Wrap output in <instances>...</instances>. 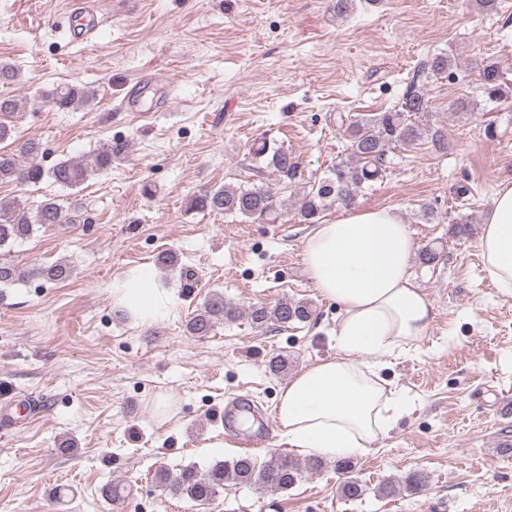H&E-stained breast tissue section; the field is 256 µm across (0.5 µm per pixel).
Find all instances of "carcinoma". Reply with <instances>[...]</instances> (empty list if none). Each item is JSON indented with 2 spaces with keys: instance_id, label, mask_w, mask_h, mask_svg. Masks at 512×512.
<instances>
[{
  "instance_id": "1",
  "label": "carcinoma",
  "mask_w": 512,
  "mask_h": 512,
  "mask_svg": "<svg viewBox=\"0 0 512 512\" xmlns=\"http://www.w3.org/2000/svg\"><path fill=\"white\" fill-rule=\"evenodd\" d=\"M451 57L436 54L423 68V75L444 73L451 69ZM88 91L75 86H59L52 95L53 106L63 109H77L89 103ZM428 111V99L424 81H412L399 104L390 110L375 113L341 112L336 115V124L348 141L350 159L340 161L328 169L324 177L303 186L296 202L297 214L305 224H319L324 213L334 205L349 207L354 204L364 187L384 177L390 167V152L406 150L423 142H430L437 149L444 148L447 132L440 127L423 123L422 117ZM21 113L20 104L12 97H0V143L13 139L14 119ZM251 151L257 158L266 160V167L276 176V181L288 183L293 180L298 162L283 146L275 147L262 138L253 143ZM121 152L120 147H104L92 159L63 160L46 169L38 161L41 144L29 139L19 151L0 150V183H38L49 177L62 187H77L90 176L89 166L108 168L112 156ZM188 211H210L243 217L247 220H264L275 223L288 215V208L280 198L277 188L265 183L224 184L208 188L189 197ZM73 218L62 203L48 198L32 208L0 204V250L29 238L35 228L47 224H70ZM72 268L64 262L43 264L24 271L8 262L0 261V286L10 285L34 277L46 283H57L70 278ZM312 304L303 301L280 300L274 306L256 304L244 312L232 302L224 300L220 292L208 296L186 324L192 336H207L219 324L233 323L247 317L251 324L262 329L269 324L286 327L294 323H305L311 319ZM322 461L313 457L306 463L282 454H272L258 466L249 457H239L231 462H217L203 473L186 468L178 473L160 466L155 473L156 483L174 494L186 496L196 502L211 500L224 484L230 480L255 487L261 491H285L301 479L303 471L316 472ZM336 470L348 474L341 484V494L348 500H355L365 494L364 484L350 476L352 464L339 461ZM426 482V476L410 471L398 481L387 480L379 485L378 493L386 498L393 497L404 489L417 491Z\"/></svg>"
}]
</instances>
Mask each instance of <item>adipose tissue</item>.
<instances>
[{
  "instance_id": "ef3b65f1",
  "label": "adipose tissue",
  "mask_w": 512,
  "mask_h": 512,
  "mask_svg": "<svg viewBox=\"0 0 512 512\" xmlns=\"http://www.w3.org/2000/svg\"><path fill=\"white\" fill-rule=\"evenodd\" d=\"M486 277L512 296V183L497 189L477 236ZM417 243L397 209L344 212L308 233L303 263L320 295L336 302V354L281 387L276 414L290 447L322 457L369 451L407 412L405 393L380 372L427 336L437 310L412 271ZM116 301L142 322L170 308L155 272L139 267L113 287Z\"/></svg>"
}]
</instances>
